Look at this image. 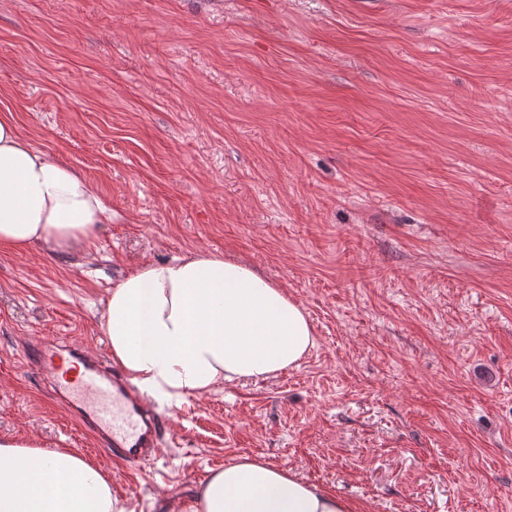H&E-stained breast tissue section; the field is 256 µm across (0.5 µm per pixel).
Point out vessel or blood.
Listing matches in <instances>:
<instances>
[{
	"instance_id": "obj_1",
	"label": "vessel or blood",
	"mask_w": 512,
	"mask_h": 512,
	"mask_svg": "<svg viewBox=\"0 0 512 512\" xmlns=\"http://www.w3.org/2000/svg\"><path fill=\"white\" fill-rule=\"evenodd\" d=\"M28 367L48 386L50 400L87 427L101 448L130 470L141 472L165 457L173 443L165 419L150 410L138 390L80 346H72L73 368L57 359L44 336L27 343Z\"/></svg>"
}]
</instances>
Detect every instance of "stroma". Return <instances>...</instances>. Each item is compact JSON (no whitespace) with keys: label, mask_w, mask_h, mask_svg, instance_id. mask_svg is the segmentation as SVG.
<instances>
[{"label":"stroma","mask_w":512,"mask_h":512,"mask_svg":"<svg viewBox=\"0 0 512 512\" xmlns=\"http://www.w3.org/2000/svg\"><path fill=\"white\" fill-rule=\"evenodd\" d=\"M112 204L88 253H0V437L69 448L134 512L239 457L366 512H512V0H0V115ZM247 264L316 345L267 381L157 402L135 474L26 364L107 357L140 263Z\"/></svg>","instance_id":"35a3bbf8"}]
</instances>
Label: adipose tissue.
Listing matches in <instances>:
<instances>
[{"instance_id":"obj_1","label":"adipose tissue","mask_w":512,"mask_h":512,"mask_svg":"<svg viewBox=\"0 0 512 512\" xmlns=\"http://www.w3.org/2000/svg\"><path fill=\"white\" fill-rule=\"evenodd\" d=\"M112 208L73 164L0 117V251L90 245ZM112 361L155 399L181 402L267 380L315 346L305 310L253 268L197 253L138 267L110 291L100 322ZM160 512H364L291 469L241 457ZM0 512H134L112 477L68 448L0 439Z\"/></svg>"}]
</instances>
